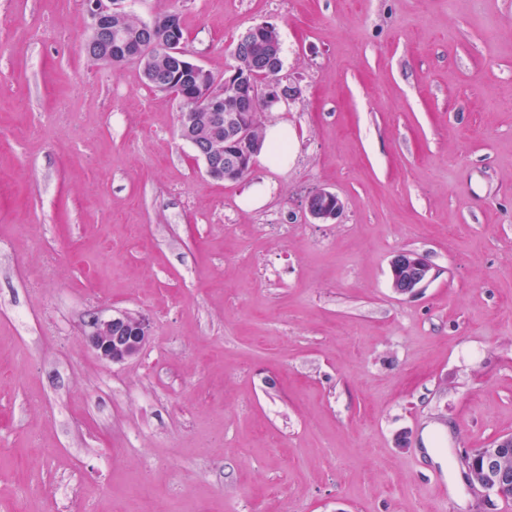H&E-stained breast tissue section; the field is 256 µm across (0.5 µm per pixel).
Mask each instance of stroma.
<instances>
[{"instance_id": "1", "label": "stroma", "mask_w": 512, "mask_h": 512, "mask_svg": "<svg viewBox=\"0 0 512 512\" xmlns=\"http://www.w3.org/2000/svg\"><path fill=\"white\" fill-rule=\"evenodd\" d=\"M125 8L218 77L276 27L288 164L211 179L178 99L88 61L86 0H0V512H444L512 435V0ZM93 313L143 352L98 361ZM322 201H325L324 205L321 204ZM306 210L312 219L322 223H329L335 221L340 216L342 202L334 192L324 190L309 197ZM431 269L424 255L414 251H401L391 260V288L400 296L413 295L431 279ZM88 327V342L96 358L105 363H123L137 356L149 336L148 325L129 314L109 319L92 315Z\"/></svg>"}]
</instances>
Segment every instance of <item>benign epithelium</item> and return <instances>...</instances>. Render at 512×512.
Masks as SVG:
<instances>
[{"label":"benign epithelium","mask_w":512,"mask_h":512,"mask_svg":"<svg viewBox=\"0 0 512 512\" xmlns=\"http://www.w3.org/2000/svg\"><path fill=\"white\" fill-rule=\"evenodd\" d=\"M92 19V36L86 51H95L107 62L116 57L132 59L146 64L151 56L143 55V46L130 37L126 25L129 13L121 0H88ZM156 26L166 29L169 40L159 54L178 74L190 79L196 101L208 112L218 126H224V138L210 141L198 138L195 113H180V136L195 151L205 172L214 179L234 176L240 170L252 168L259 153L261 135L258 126L265 112L276 109L290 99L288 90L281 85L276 73L280 66L278 42L266 43L262 63L267 73L264 81L253 80L254 65L237 66L227 79L225 88L212 84L208 71L193 61L183 49L180 22L173 13L154 17L140 24L149 31ZM306 210L319 222L336 220L342 211V202L332 191H320L309 197ZM391 288L400 296L415 294L431 279V265L426 257L414 251H401L391 260ZM88 342L96 358L105 363H123L137 356L148 341V325L138 317L121 314L109 319L97 315L88 321ZM512 436L497 439L491 448H475L461 456V463L469 485L486 495H502L512 485Z\"/></svg>","instance_id":"obj_1"}]
</instances>
